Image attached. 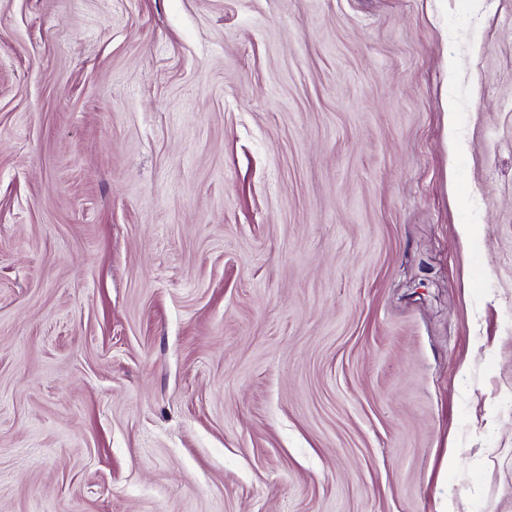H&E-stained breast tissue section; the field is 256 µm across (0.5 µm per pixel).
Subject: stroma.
<instances>
[{
    "instance_id": "obj_1",
    "label": "stroma",
    "mask_w": 512,
    "mask_h": 512,
    "mask_svg": "<svg viewBox=\"0 0 512 512\" xmlns=\"http://www.w3.org/2000/svg\"><path fill=\"white\" fill-rule=\"evenodd\" d=\"M0 512H512V0H0Z\"/></svg>"
}]
</instances>
